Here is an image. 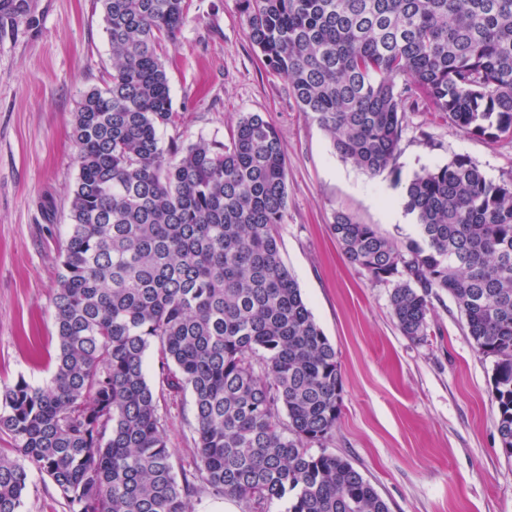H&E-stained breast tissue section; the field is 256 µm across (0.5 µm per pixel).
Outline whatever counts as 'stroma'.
I'll list each match as a JSON object with an SVG mask.
<instances>
[{
	"instance_id": "stroma-1",
	"label": "stroma",
	"mask_w": 512,
	"mask_h": 512,
	"mask_svg": "<svg viewBox=\"0 0 512 512\" xmlns=\"http://www.w3.org/2000/svg\"><path fill=\"white\" fill-rule=\"evenodd\" d=\"M187 22L163 61L176 122L162 141H228L240 115L261 113L287 155L288 212L278 225L283 262L334 346L341 411L327 452L349 459L390 512H512V458L497 429L493 360L468 336L449 295L434 301L427 334L397 328L390 285L342 257L336 213L387 236L418 235L377 198L402 195L422 168L463 155L497 182L512 179V139L467 134L426 108L407 109L400 152L369 175L333 152L252 46L236 0H189ZM34 23L0 30V390L18 377L45 382L57 353L53 298L79 173L72 139L82 94L104 86L112 60L95 0H32ZM174 465L190 461V394L162 395Z\"/></svg>"
}]
</instances>
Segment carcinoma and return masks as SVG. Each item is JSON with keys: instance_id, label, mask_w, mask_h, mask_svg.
<instances>
[{"instance_id": "obj_1", "label": "carcinoma", "mask_w": 512, "mask_h": 512, "mask_svg": "<svg viewBox=\"0 0 512 512\" xmlns=\"http://www.w3.org/2000/svg\"><path fill=\"white\" fill-rule=\"evenodd\" d=\"M112 54L74 113L79 173L54 295L56 368L0 392V512H25L33 474L69 512H191L204 487L246 512H389L343 456L310 452L336 425L341 373L281 259L286 153L272 124L240 116L229 143L162 145L175 123L163 47L188 0H96ZM263 63L335 154L376 176L395 160L405 106L422 103L491 141L512 136V0H237ZM29 0H0L6 18ZM419 239L339 212L342 254L392 286L400 332L426 336L446 293L494 359L496 422L512 457V182L469 158L404 187ZM190 393L196 451L176 472L146 353ZM286 414L284 422L280 414Z\"/></svg>"}]
</instances>
